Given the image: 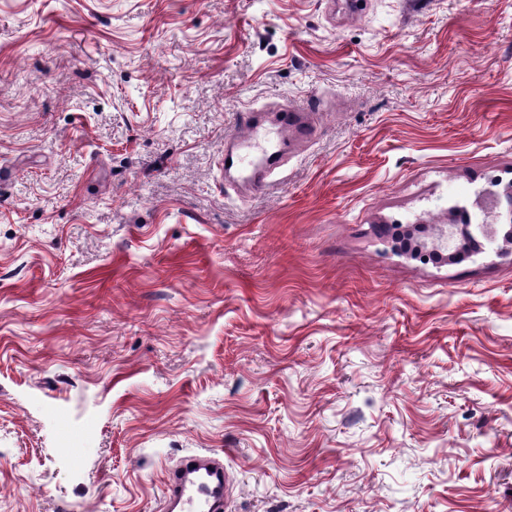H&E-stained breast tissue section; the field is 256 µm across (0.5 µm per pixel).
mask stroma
I'll use <instances>...</instances> for the list:
<instances>
[{
  "instance_id": "1",
  "label": "stroma",
  "mask_w": 512,
  "mask_h": 512,
  "mask_svg": "<svg viewBox=\"0 0 512 512\" xmlns=\"http://www.w3.org/2000/svg\"><path fill=\"white\" fill-rule=\"evenodd\" d=\"M493 182L512 0H0V512H512V244L396 240ZM228 483L222 459L188 454L168 473L165 506L168 512H219Z\"/></svg>"
}]
</instances>
